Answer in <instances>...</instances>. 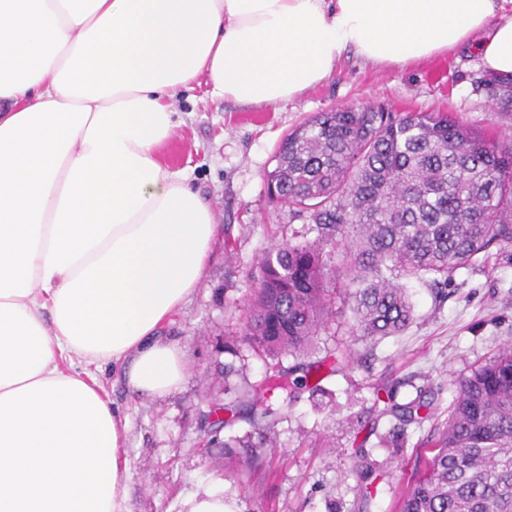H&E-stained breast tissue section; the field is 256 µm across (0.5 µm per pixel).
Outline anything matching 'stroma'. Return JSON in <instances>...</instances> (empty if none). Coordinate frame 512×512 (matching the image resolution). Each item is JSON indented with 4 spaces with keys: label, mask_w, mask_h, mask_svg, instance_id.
Segmentation results:
<instances>
[{
    "label": "stroma",
    "mask_w": 512,
    "mask_h": 512,
    "mask_svg": "<svg viewBox=\"0 0 512 512\" xmlns=\"http://www.w3.org/2000/svg\"><path fill=\"white\" fill-rule=\"evenodd\" d=\"M483 74L469 46L399 68L349 52L330 79L284 104L244 106L210 97L202 85L178 95L181 125L162 157L209 202L218 232L199 287L160 330L189 363L182 386L149 399L131 393L121 369L107 365L99 374L128 418L127 512H185V500L204 489L223 490L237 512H357L359 487L347 470L361 446L382 474L368 512H394L448 419L455 378L512 345V248H492L486 260L453 273L442 301L424 282L408 280L415 304L408 329L375 345L356 344L353 359L319 390L303 389L290 401L278 391L263 393L276 425L261 456L211 447L213 435L227 442L249 429L241 421L215 430L214 412L227 389L266 376L264 361L242 341L259 258L308 229L268 194L265 174L282 137L316 113L369 103L393 112H449L468 127L512 134V118L493 114L478 87ZM381 386L401 402L425 392L437 410L418 426L380 419L368 434L361 423Z\"/></svg>",
    "instance_id": "1"
}]
</instances>
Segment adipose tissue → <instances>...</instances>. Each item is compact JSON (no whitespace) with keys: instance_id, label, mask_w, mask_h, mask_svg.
<instances>
[{"instance_id":"adipose-tissue-1","label":"adipose tissue","mask_w":512,"mask_h":512,"mask_svg":"<svg viewBox=\"0 0 512 512\" xmlns=\"http://www.w3.org/2000/svg\"><path fill=\"white\" fill-rule=\"evenodd\" d=\"M497 0H0V512H126L127 424L90 367L161 398L158 330L217 237L161 159L173 100L277 105L342 55L405 66L474 43L512 76Z\"/></svg>"}]
</instances>
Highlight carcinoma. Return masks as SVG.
I'll use <instances>...</instances> for the list:
<instances>
[{
	"label": "carcinoma",
	"mask_w": 512,
	"mask_h": 512,
	"mask_svg": "<svg viewBox=\"0 0 512 512\" xmlns=\"http://www.w3.org/2000/svg\"><path fill=\"white\" fill-rule=\"evenodd\" d=\"M495 112L512 115V79L484 80ZM267 172L272 201L309 221L315 238L264 253L243 326L245 341L280 361L317 348L336 299L354 314L353 341L402 332L412 304L401 277L434 285L492 246H512V139L491 138L447 112H387L380 105L321 112L287 133ZM352 353L342 339L317 361L276 373L291 397L336 372ZM248 382L224 405L231 426L251 427L244 448L269 441L271 409ZM381 413L419 424L431 402L394 401ZM432 456L396 512H512V346L457 379ZM349 473L368 501L375 466L360 449Z\"/></svg>",
	"instance_id": "1"
}]
</instances>
